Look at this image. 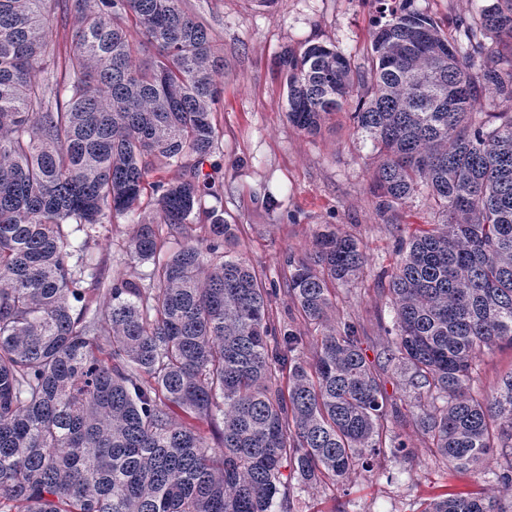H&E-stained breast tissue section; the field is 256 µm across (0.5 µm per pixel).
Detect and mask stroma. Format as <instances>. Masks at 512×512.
<instances>
[{
	"mask_svg": "<svg viewBox=\"0 0 512 512\" xmlns=\"http://www.w3.org/2000/svg\"><path fill=\"white\" fill-rule=\"evenodd\" d=\"M490 2L415 0V5L451 33L459 20H477ZM183 6L212 29L224 58L215 148L204 159L187 160L188 168L214 182L219 194L206 198L205 214L193 217L182 232L160 225L161 257L184 241L206 238L211 211L236 225L237 255L263 279L281 284L289 275L287 257L308 254L319 231L329 228L357 239L366 262L358 278L333 286L334 318L356 324L366 358L379 372L391 428L412 450L405 461L381 451L335 485L304 486L290 478L291 512H422L446 492L485 493L500 452L492 451L464 473L435 454L416 424L413 388L383 353L393 326L389 281L399 260L397 244L420 225L440 223L441 216L416 193L397 205L392 223H385L372 187L377 154L350 118L355 100H348L320 133L304 134L288 120L286 91L273 69L284 50L323 44L368 74L371 33L385 21L378 0H274L269 7L258 0H183ZM152 209L145 198L116 223L97 225L89 236L76 233V241L85 245L81 286L86 297H96L98 288L117 279L148 285L152 266L132 259L128 245L134 225L150 218ZM268 309L276 328L303 333L302 358L311 360L316 332L291 312L285 292L272 296ZM510 374L511 347L484 350L474 362L482 390H493Z\"/></svg>",
	"mask_w": 512,
	"mask_h": 512,
	"instance_id": "1",
	"label": "stroma"
}]
</instances>
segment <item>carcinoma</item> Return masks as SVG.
Here are the masks:
<instances>
[{
  "label": "carcinoma",
  "mask_w": 512,
  "mask_h": 512,
  "mask_svg": "<svg viewBox=\"0 0 512 512\" xmlns=\"http://www.w3.org/2000/svg\"><path fill=\"white\" fill-rule=\"evenodd\" d=\"M371 34V80L354 113L379 155L376 207L386 222L415 191L445 216L400 248L389 290L387 361L410 373L420 426L467 471L495 448L497 491H512V374L474 388L485 347L512 346V71L482 59L477 32L512 40V0L446 34L414 0H398ZM77 27L57 73L53 23ZM130 21L155 47L136 61ZM288 119L317 134L363 83L342 52L320 44L278 61ZM224 70L211 29L182 0H0V512H271L281 468L310 485L341 481L392 434L377 373L355 324L332 323L330 284L356 277L359 243L334 231L288 257L286 294L318 336L276 334L269 288L227 256L232 225L156 258L157 226L179 230L212 182L196 173L148 181L150 160L199 159L217 138ZM44 74L38 78L37 74ZM486 96L508 104L479 118ZM152 220L129 249L150 262L149 287L108 284L75 310L90 234L134 211ZM288 371V389L280 376ZM187 418L222 415L215 450ZM423 512H502L495 495L446 493Z\"/></svg>",
  "instance_id": "carcinoma-1"
}]
</instances>
